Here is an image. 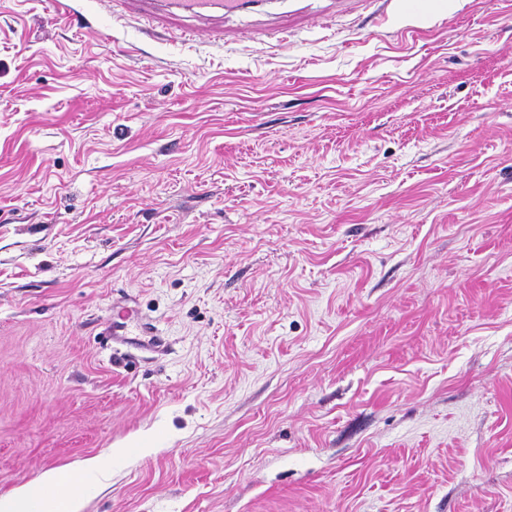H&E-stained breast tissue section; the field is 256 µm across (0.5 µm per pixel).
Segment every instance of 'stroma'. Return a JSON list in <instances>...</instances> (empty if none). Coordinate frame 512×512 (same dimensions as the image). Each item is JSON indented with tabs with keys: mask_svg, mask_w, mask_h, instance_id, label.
Segmentation results:
<instances>
[{
	"mask_svg": "<svg viewBox=\"0 0 512 512\" xmlns=\"http://www.w3.org/2000/svg\"><path fill=\"white\" fill-rule=\"evenodd\" d=\"M205 30L0 0V494L512 512V0ZM111 336L116 342L130 341L131 343L154 348L157 346L156 335L149 322L143 318L134 317L131 310L126 306L113 308ZM128 336H140V338H129ZM112 458V449L105 454L85 459L78 467V473L82 480L105 483L111 475L109 461Z\"/></svg>",
	"mask_w": 512,
	"mask_h": 512,
	"instance_id": "stroma-1",
	"label": "stroma"
}]
</instances>
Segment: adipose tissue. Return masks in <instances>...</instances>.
<instances>
[{"label": "adipose tissue", "mask_w": 512, "mask_h": 512, "mask_svg": "<svg viewBox=\"0 0 512 512\" xmlns=\"http://www.w3.org/2000/svg\"><path fill=\"white\" fill-rule=\"evenodd\" d=\"M0 512H81L76 498H63L61 472L51 469L0 494Z\"/></svg>", "instance_id": "1"}]
</instances>
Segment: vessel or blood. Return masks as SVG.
<instances>
[{
	"instance_id": "obj_1",
	"label": "vessel or blood",
	"mask_w": 512,
	"mask_h": 512,
	"mask_svg": "<svg viewBox=\"0 0 512 512\" xmlns=\"http://www.w3.org/2000/svg\"><path fill=\"white\" fill-rule=\"evenodd\" d=\"M132 11L160 23H176L182 14L214 22L213 37L223 40L224 31L218 28V20L224 15L254 10L260 0H127ZM111 336L113 341L124 342L136 337L138 345L156 347L157 339L149 322L134 316L125 306L116 307L112 314Z\"/></svg>"
}]
</instances>
